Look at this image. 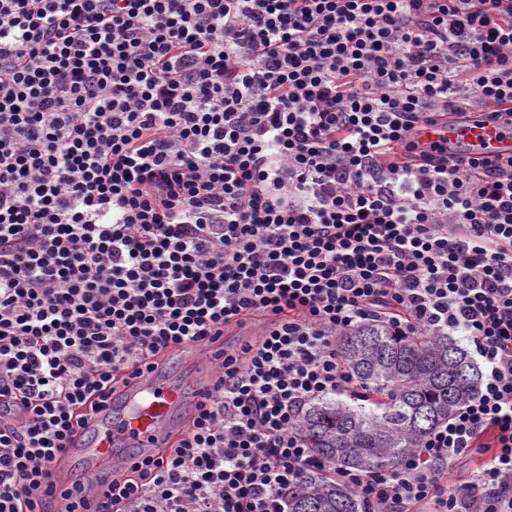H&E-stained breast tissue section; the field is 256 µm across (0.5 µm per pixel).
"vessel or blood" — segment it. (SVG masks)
<instances>
[{
  "mask_svg": "<svg viewBox=\"0 0 512 512\" xmlns=\"http://www.w3.org/2000/svg\"><path fill=\"white\" fill-rule=\"evenodd\" d=\"M425 143L449 142L460 156H512V127L488 117H431L420 128ZM223 346L215 340L207 349L183 345L177 355L156 364L142 376L128 379L110 396L107 411L76 430L56 454L52 469L58 489L96 488L131 463L155 456L165 441L181 436L194 419L204 389L190 385L186 369L214 365Z\"/></svg>",
  "mask_w": 512,
  "mask_h": 512,
  "instance_id": "vessel-or-blood-1",
  "label": "vessel or blood"
}]
</instances>
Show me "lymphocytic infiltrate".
Wrapping results in <instances>:
<instances>
[{"instance_id":"lymphocytic-infiltrate-1","label":"lymphocytic infiltrate","mask_w":512,"mask_h":512,"mask_svg":"<svg viewBox=\"0 0 512 512\" xmlns=\"http://www.w3.org/2000/svg\"><path fill=\"white\" fill-rule=\"evenodd\" d=\"M512 0H0V512H512ZM264 322L188 436L95 491L57 448L164 349ZM462 331L478 393L399 467L344 471L304 409L368 390L336 340ZM482 455L456 481L448 469ZM419 131L423 142L448 140L462 157L509 158L512 154L510 127L486 116L458 117L448 122L445 116H432ZM288 512H369L367 501L349 487L305 473L288 496Z\"/></svg>"}]
</instances>
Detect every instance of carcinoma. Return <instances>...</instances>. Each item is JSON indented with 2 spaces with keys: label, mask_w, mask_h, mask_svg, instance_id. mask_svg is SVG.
<instances>
[{
  "label": "carcinoma",
  "mask_w": 512,
  "mask_h": 512,
  "mask_svg": "<svg viewBox=\"0 0 512 512\" xmlns=\"http://www.w3.org/2000/svg\"><path fill=\"white\" fill-rule=\"evenodd\" d=\"M339 353L369 388L368 399L354 406L338 399L312 404L301 429L310 448L340 468L399 466L480 383L465 350L446 336H401L383 324H367L342 337ZM288 512H369V507L349 487L313 471L289 494Z\"/></svg>",
  "instance_id": "1"
}]
</instances>
